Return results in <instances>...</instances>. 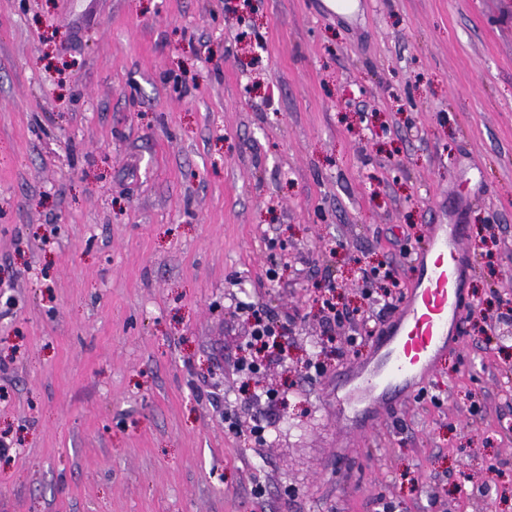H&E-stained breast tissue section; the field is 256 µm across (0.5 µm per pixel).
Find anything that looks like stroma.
I'll return each instance as SVG.
<instances>
[{"label": "stroma", "mask_w": 512, "mask_h": 512, "mask_svg": "<svg viewBox=\"0 0 512 512\" xmlns=\"http://www.w3.org/2000/svg\"><path fill=\"white\" fill-rule=\"evenodd\" d=\"M358 9L0 0V512H512V0ZM455 220L460 348L346 429L360 267ZM254 326L252 330L253 344L251 345L254 354L250 359H246L244 364L251 371H256L265 363L276 361L280 354L282 343L286 338L283 328L266 323L262 315L258 311H253Z\"/></svg>", "instance_id": "35a3bbf8"}]
</instances>
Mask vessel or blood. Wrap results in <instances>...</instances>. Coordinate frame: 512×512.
<instances>
[{"label": "vessel or blood", "instance_id": "vessel-or-blood-1", "mask_svg": "<svg viewBox=\"0 0 512 512\" xmlns=\"http://www.w3.org/2000/svg\"><path fill=\"white\" fill-rule=\"evenodd\" d=\"M466 225H432L412 260L405 304L373 350L355 367L336 410L351 425L370 423L413 395L435 372L438 360L462 340L464 294L473 272L463 240Z\"/></svg>", "mask_w": 512, "mask_h": 512}]
</instances>
